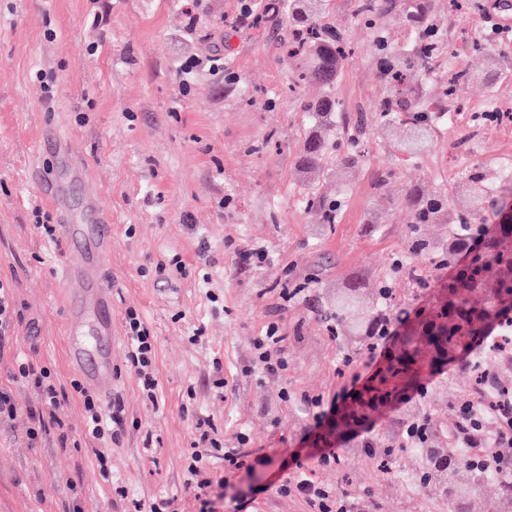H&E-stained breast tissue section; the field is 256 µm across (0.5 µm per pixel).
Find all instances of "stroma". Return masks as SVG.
<instances>
[{"instance_id":"stroma-1","label":"stroma","mask_w":512,"mask_h":512,"mask_svg":"<svg viewBox=\"0 0 512 512\" xmlns=\"http://www.w3.org/2000/svg\"><path fill=\"white\" fill-rule=\"evenodd\" d=\"M353 3L330 2L351 38L334 90L351 114L370 111L384 92ZM235 9L236 0H0V276L13 280L21 315L0 358V377L19 408L0 425V512H71L76 505L81 512H132L135 503L164 499L173 512H199L186 466L201 414L228 447L242 435L258 453L335 447L346 469L314 460L304 468L317 483L347 491L365 512H444L436 491L408 479L417 454L403 451L381 473L365 453L366 443L400 437L409 419L405 405L373 414L364 439H342L332 425L310 435L309 400L342 399L362 367L345 361L354 337L332 336L321 310L352 286L372 303L390 255L406 247L405 206L374 190L386 167L395 169L394 195L411 187L438 190L451 207L460 206L455 144L468 133L471 112L492 103L512 108V68L495 86L464 87V111L457 122L440 124L428 152L395 163L388 144L378 143L356 175L334 168L319 188L342 193L343 209L337 224H314L296 162L312 125L302 104L321 88L288 87L295 66L280 46L287 16L232 29L224 17ZM486 25L482 13L449 16L456 68L483 67L471 43ZM216 56L222 69L212 67ZM189 58L195 67L181 73ZM45 125L71 139L88 169L87 178L68 184L71 207L83 208L91 178L112 213V397L123 405L127 426L106 443L104 470L86 448L61 446L56 434L29 444L25 410L37 405V393L13 376L20 353L46 366L60 394L59 415L72 439L80 438L84 409L71 388L76 373L64 341L60 269L67 255L62 242L48 241L36 227L32 211L44 202L26 175ZM469 158L499 182L501 164L512 162V122L473 136ZM375 215L383 223H372ZM253 250L264 260L242 261ZM174 254L184 270L158 272ZM297 285L303 293L285 298ZM130 307L156 338L161 390L154 405L144 402L127 360L123 318ZM272 323L284 338L288 368L266 375L254 342ZM197 332L204 339L191 344ZM217 362L220 388L213 384ZM428 387L427 412L438 427L453 422L454 402L476 397L464 366L429 376ZM257 481L264 489L251 494L247 481L235 480L247 493L238 512H309L301 498L277 493L271 472Z\"/></svg>"}]
</instances>
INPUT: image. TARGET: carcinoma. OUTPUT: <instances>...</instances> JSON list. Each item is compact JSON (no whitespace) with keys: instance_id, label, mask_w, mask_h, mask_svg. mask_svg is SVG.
<instances>
[{"instance_id":"cac0c4a2","label":"carcinoma","mask_w":512,"mask_h":512,"mask_svg":"<svg viewBox=\"0 0 512 512\" xmlns=\"http://www.w3.org/2000/svg\"><path fill=\"white\" fill-rule=\"evenodd\" d=\"M249 15L257 24L275 20L288 13V38L283 49L294 59L297 82L311 80L323 92L307 101L305 111L319 119L320 127L303 140L297 160L300 176L311 186L305 197V210L314 224H335L343 206V197L322 194L316 185L328 177L330 161L336 159L347 172L354 174L363 165L367 151V132L392 142L394 160L416 157L432 144L433 130L439 114L460 108L459 92L469 83L488 84L498 74V54L489 48L502 40L500 33L485 30L474 50L488 53L489 65L481 71L448 67L433 72L432 62L450 54L446 17L441 0H356L354 16L367 30L373 58L385 85L383 98L371 116L359 113L346 116L339 100L332 94L350 42L333 20L329 0H246ZM400 13L404 25L414 33L410 47L392 45L385 18ZM431 76L439 93L437 99L424 97L421 76ZM499 112L490 108L471 116V132L498 122ZM400 125L409 131L403 140L392 141V129ZM458 187L464 211L456 213L448 206V197L438 191L418 188L408 190L401 199L409 211L414 227L409 239L410 257L395 255L376 289L380 304L363 305L358 289L336 294L329 308L331 330L355 336L369 350L383 335L387 323L403 322L410 312L393 304V282L403 276L408 280L410 296L429 287L434 270L456 268L455 277L442 288L436 302L415 310V320L403 334L375 383L356 399L357 407L346 416L349 424L358 425L369 414L402 400L414 392L426 398L425 374L442 366L463 361L490 327L512 322V224L500 222L496 235L487 233L489 223L499 217L500 196L512 192V180L492 186L480 164H468L458 174ZM419 224H448V241L441 243L421 236ZM471 251L473 259L460 266L457 255ZM422 417L415 424L422 432L415 436V452L422 465L414 475L420 487L435 488L442 494L446 512H474L485 482L497 483L500 512H512V447L482 448L474 456H461L447 436L458 433L453 426L448 433L425 424ZM461 470L471 473L465 484L455 481Z\"/></svg>"}]
</instances>
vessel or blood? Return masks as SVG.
<instances>
[{
	"instance_id": "vessel-or-blood-1",
	"label": "vessel or blood",
	"mask_w": 512,
	"mask_h": 512,
	"mask_svg": "<svg viewBox=\"0 0 512 512\" xmlns=\"http://www.w3.org/2000/svg\"><path fill=\"white\" fill-rule=\"evenodd\" d=\"M29 177L41 188L48 205L64 209L66 190L59 177L47 173L36 159L29 166ZM64 236L72 255L63 270L70 289L66 358L89 387L108 398L112 395V356L94 357L89 344L93 335L107 341L112 338V226L95 190L87 192L84 220H69Z\"/></svg>"
}]
</instances>
